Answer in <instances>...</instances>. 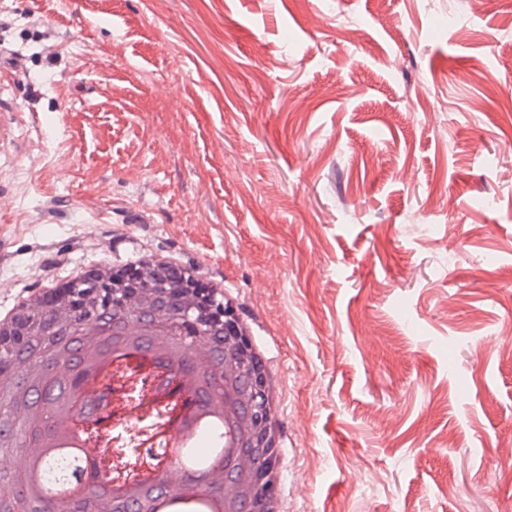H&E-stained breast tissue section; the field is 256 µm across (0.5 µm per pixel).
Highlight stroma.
I'll use <instances>...</instances> for the list:
<instances>
[{
	"label": "stroma",
	"instance_id": "35a3bbf8",
	"mask_svg": "<svg viewBox=\"0 0 512 512\" xmlns=\"http://www.w3.org/2000/svg\"><path fill=\"white\" fill-rule=\"evenodd\" d=\"M0 307L144 246L277 381L284 512H512V0H0Z\"/></svg>",
	"mask_w": 512,
	"mask_h": 512
}]
</instances>
